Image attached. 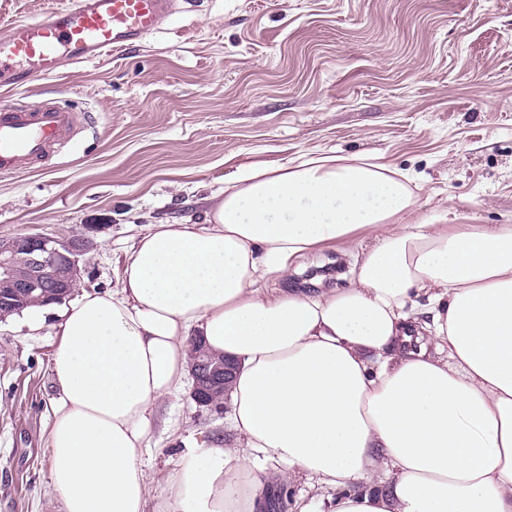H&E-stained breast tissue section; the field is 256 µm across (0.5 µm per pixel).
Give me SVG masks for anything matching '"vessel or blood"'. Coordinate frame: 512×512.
Returning a JSON list of instances; mask_svg holds the SVG:
<instances>
[{
  "label": "vessel or blood",
  "mask_w": 512,
  "mask_h": 512,
  "mask_svg": "<svg viewBox=\"0 0 512 512\" xmlns=\"http://www.w3.org/2000/svg\"><path fill=\"white\" fill-rule=\"evenodd\" d=\"M173 0H64L0 31V89L19 91L62 67L103 60L165 30ZM80 115L56 102H0V175L52 158L74 139Z\"/></svg>",
  "instance_id": "vessel-or-blood-1"
}]
</instances>
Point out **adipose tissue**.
<instances>
[{
    "mask_svg": "<svg viewBox=\"0 0 512 512\" xmlns=\"http://www.w3.org/2000/svg\"><path fill=\"white\" fill-rule=\"evenodd\" d=\"M387 166L242 164L202 224H151L119 286L59 312L47 448L60 512H145L138 464L189 344L235 362L233 441L161 479L165 512H256L274 481L328 512H512V226L405 224ZM356 253L345 288H272L310 253ZM270 468L271 466L268 465V471L258 472L257 475L260 478L262 486H265V489L267 487L277 488L276 492L283 488L284 490H288V497L282 493L277 500L280 512H298V507L302 504L311 506L310 511H320L322 510L319 506L320 499L322 498L325 502L329 496L336 494V490H320L318 486L316 488V485L314 484L315 481L311 480L305 474L296 475V477L289 483H274L266 475L267 472H270Z\"/></svg>",
    "mask_w": 512,
    "mask_h": 512,
    "instance_id": "adipose-tissue-1",
    "label": "adipose tissue"
}]
</instances>
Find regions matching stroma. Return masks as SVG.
I'll use <instances>...</instances> for the list:
<instances>
[{"instance_id": "stroma-1", "label": "stroma", "mask_w": 512, "mask_h": 512, "mask_svg": "<svg viewBox=\"0 0 512 512\" xmlns=\"http://www.w3.org/2000/svg\"><path fill=\"white\" fill-rule=\"evenodd\" d=\"M160 33L14 93L87 124L62 153L0 176V236L89 240L77 290L118 285L146 224L205 220L237 165L330 155L406 175L407 224L512 225V0H178ZM56 316L0 321V512H59L46 439ZM189 386L158 402L139 459L159 478L230 439Z\"/></svg>"}]
</instances>
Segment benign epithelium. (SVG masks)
<instances>
[{
  "instance_id": "1",
  "label": "benign epithelium",
  "mask_w": 512,
  "mask_h": 512,
  "mask_svg": "<svg viewBox=\"0 0 512 512\" xmlns=\"http://www.w3.org/2000/svg\"><path fill=\"white\" fill-rule=\"evenodd\" d=\"M83 245L71 239L42 233H29L0 238V302L12 304L37 299L34 292L43 287L48 277L56 278L67 296L79 274V256ZM233 364L198 346L193 348L191 362L192 395L200 406L219 407L217 399L226 395Z\"/></svg>"
}]
</instances>
